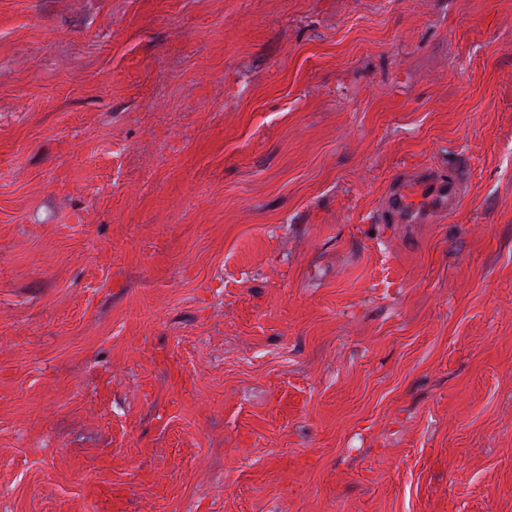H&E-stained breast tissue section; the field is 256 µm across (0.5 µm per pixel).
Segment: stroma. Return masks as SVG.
I'll return each mask as SVG.
<instances>
[{
  "label": "stroma",
  "instance_id": "obj_1",
  "mask_svg": "<svg viewBox=\"0 0 512 512\" xmlns=\"http://www.w3.org/2000/svg\"><path fill=\"white\" fill-rule=\"evenodd\" d=\"M0 512H512V0H0ZM425 190L431 201L439 208L448 212L457 207L462 198V183L455 177L448 180L432 179L425 183Z\"/></svg>",
  "mask_w": 512,
  "mask_h": 512
}]
</instances>
